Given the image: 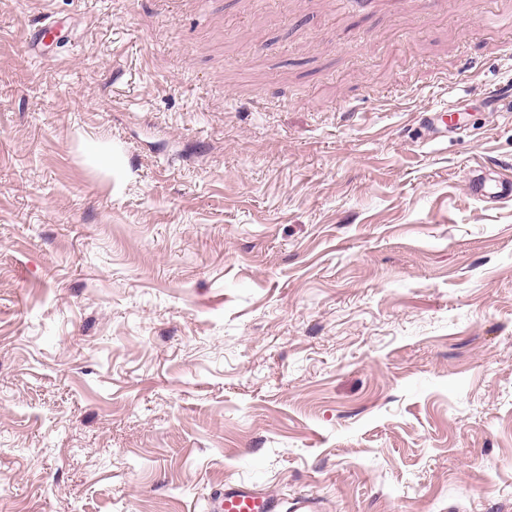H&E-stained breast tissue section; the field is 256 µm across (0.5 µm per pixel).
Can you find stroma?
I'll return each instance as SVG.
<instances>
[{"mask_svg": "<svg viewBox=\"0 0 512 512\" xmlns=\"http://www.w3.org/2000/svg\"><path fill=\"white\" fill-rule=\"evenodd\" d=\"M505 11L0 0V512H512ZM469 190L475 197L495 195L501 198L512 197V178H502L491 186L484 177L474 176L470 179ZM277 497L257 492L251 485L224 486L212 502V512H280Z\"/></svg>", "mask_w": 512, "mask_h": 512, "instance_id": "1", "label": "stroma"}]
</instances>
